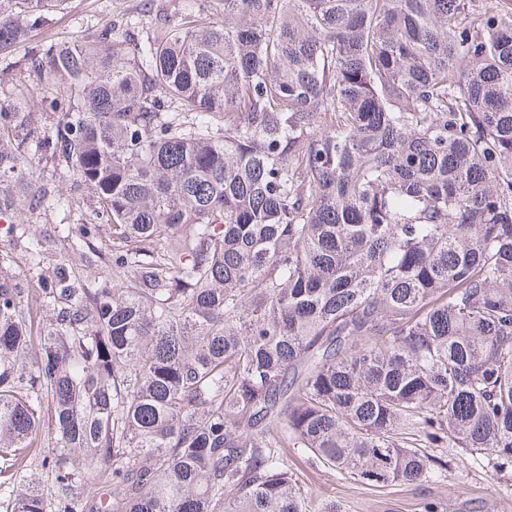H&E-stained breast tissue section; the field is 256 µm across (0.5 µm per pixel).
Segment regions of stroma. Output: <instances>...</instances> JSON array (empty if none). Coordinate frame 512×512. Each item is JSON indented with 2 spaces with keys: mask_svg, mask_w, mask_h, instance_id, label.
Masks as SVG:
<instances>
[{
  "mask_svg": "<svg viewBox=\"0 0 512 512\" xmlns=\"http://www.w3.org/2000/svg\"><path fill=\"white\" fill-rule=\"evenodd\" d=\"M174 13L173 0H67L64 10L43 15L27 41L12 53L11 66L0 71V78L22 84L32 102L40 103L43 85L21 69L20 62L44 41L87 40L113 18L130 14L141 16L149 33ZM39 172L65 198V206L34 210L21 196L0 222V275L20 288L21 308L38 324L53 316L41 305L43 285L61 277L68 287L93 288L112 272V227L98 219L94 193L76 185L53 160H41ZM85 225L91 228L89 246L72 248ZM35 241L42 247L37 263L29 258V247ZM437 454L446 463L438 481L389 488L370 487L346 474H330L298 450H289L288 464L312 498L335 499L344 512H424L428 502L442 512H512V473L493 479L478 458L445 448Z\"/></svg>",
  "mask_w": 512,
  "mask_h": 512,
  "instance_id": "35a3bbf8",
  "label": "stroma"
}]
</instances>
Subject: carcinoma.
<instances>
[{"label": "carcinoma", "instance_id": "cac0c4a2", "mask_svg": "<svg viewBox=\"0 0 512 512\" xmlns=\"http://www.w3.org/2000/svg\"><path fill=\"white\" fill-rule=\"evenodd\" d=\"M66 0H0V55ZM180 0L0 84V212L48 154L112 224V276L0 279V512H341L297 448L385 488L432 448L512 471V0ZM55 446L32 478L41 424Z\"/></svg>", "mask_w": 512, "mask_h": 512}]
</instances>
